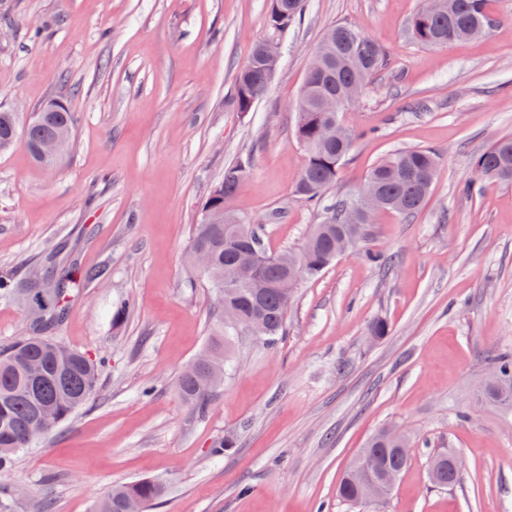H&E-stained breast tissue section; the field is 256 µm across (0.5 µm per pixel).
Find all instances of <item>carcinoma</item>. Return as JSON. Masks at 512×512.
<instances>
[{"mask_svg":"<svg viewBox=\"0 0 512 512\" xmlns=\"http://www.w3.org/2000/svg\"><path fill=\"white\" fill-rule=\"evenodd\" d=\"M288 15L274 14V3L267 11V34L282 39L283 35L300 20L307 0H289ZM490 0H451V5L433 6L432 13L420 11L410 26L411 37L426 46L447 45L470 38V32L479 25L492 27L495 17L489 10ZM386 66L382 47L358 27L336 23L328 28L315 49L307 67L303 86L304 98L298 100L295 112V130L298 142L306 153V162L296 185L297 194L309 203L321 201L323 194L338 179L343 162L352 150L357 136L355 130L342 120L346 104L328 112L323 98L328 94L341 95L350 90L362 92L367 83ZM268 78L264 63L253 48L248 61L235 75L233 92L228 100L236 112H249L267 91ZM76 117L61 103L56 112H43L27 127L26 145L34 161L42 166L49 160L40 157L37 148L55 138L64 130H74ZM18 116L15 112L0 111V145L15 142ZM479 179L512 185V137L496 140L475 162ZM437 175L436 155L430 150L412 148L395 150L375 164L369 175L380 187L382 210L412 214L427 198L432 182L425 173ZM247 177L245 164L224 168V177L210 192L200 214H224L222 224H204L197 219L189 244L188 255L197 248L209 252L219 269H232L236 265L240 239L244 233L261 240L259 257L254 266V277L268 288L254 295L249 279L225 282L204 275L216 300V320L211 339L198 363L183 370L176 388L194 410L205 413L212 393L221 381L210 379L212 368H225L229 337L238 336L235 319L259 322L264 334L259 339L273 346L285 329L288 306L294 299L295 289L289 287L288 269L296 260H306L305 279L312 280L336 259L342 245H356L366 236L374 214L367 213L357 222L347 221L353 202L336 201L330 207L327 222L314 226L302 248L272 254L264 243L260 226L246 222L236 212L226 209L224 202L237 193ZM75 281L69 275L48 267L32 273L22 283L0 277V298L15 299L29 307L32 297L40 295L45 301L43 320L30 324L31 334L19 337L9 348L0 352V473L11 471L18 454L30 447L31 439L49 434L68 420L91 400L97 383L98 369L103 359L91 358L69 349L46 335L57 326L66 313V303ZM43 365L44 373L36 388H31L26 367L31 362ZM492 369L503 380L501 386H490L484 392L489 404L512 406V355H498ZM412 447L392 441L379 432L363 448L354 465L360 466L375 479L382 475L400 476L409 466L407 455L400 447ZM434 485L446 487L459 483L461 474L448 477V454L438 453L430 465ZM165 493L164 484L155 479L118 485L102 497L93 512H122L123 504L135 500L141 512L159 500Z\"/></svg>","mask_w":512,"mask_h":512,"instance_id":"obj_1","label":"carcinoma"}]
</instances>
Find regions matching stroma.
I'll use <instances>...</instances> for the list:
<instances>
[{
    "label": "stroma",
    "mask_w": 512,
    "mask_h": 512,
    "mask_svg": "<svg viewBox=\"0 0 512 512\" xmlns=\"http://www.w3.org/2000/svg\"><path fill=\"white\" fill-rule=\"evenodd\" d=\"M426 0H308L252 111L230 109L234 76L266 35L268 0H0V108L27 123L44 101L76 116L62 164L24 138L0 151V274L35 264L99 279L77 288L56 330L102 358L93 399L25 449L0 512H92L113 486L161 478L154 512H370L337 495L382 428L415 441L385 512H512V408L472 399L512 353V186L473 196L475 159L512 135V0L496 25L428 47L408 23ZM347 22L388 64L345 123L359 132L327 201L351 198L398 148L438 174L414 214L383 211L365 241L301 282L275 346L230 345L234 367L205 414L175 380L206 346L214 298L185 261L225 166L249 161L228 208L262 225L270 251L300 249L322 206L295 193L306 154L293 105L324 31ZM381 255L373 264L364 250ZM133 308L121 326L112 309ZM389 327L371 336L372 322ZM234 435L223 456L213 441ZM458 454L462 480L434 487L430 457Z\"/></svg>",
    "instance_id": "1"
}]
</instances>
